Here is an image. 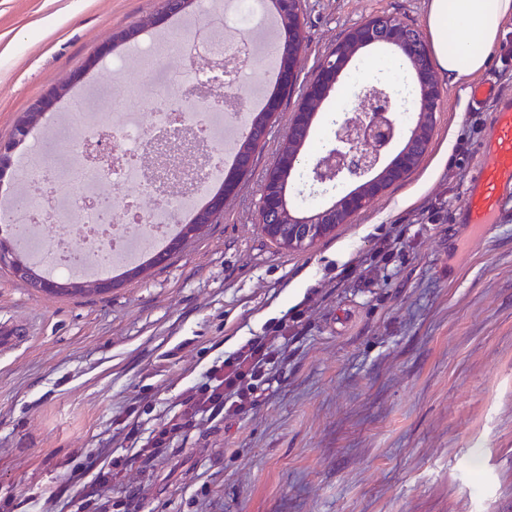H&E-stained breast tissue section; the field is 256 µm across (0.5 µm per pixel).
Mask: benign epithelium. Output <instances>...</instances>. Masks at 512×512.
<instances>
[{
	"instance_id": "obj_1",
	"label": "benign epithelium",
	"mask_w": 512,
	"mask_h": 512,
	"mask_svg": "<svg viewBox=\"0 0 512 512\" xmlns=\"http://www.w3.org/2000/svg\"><path fill=\"white\" fill-rule=\"evenodd\" d=\"M196 0H162V16L186 14L195 10ZM268 10L284 21V35L277 44L278 62L285 63L280 69L283 81L295 78L294 68L286 67L288 55L300 35L302 19L298 11V0H268ZM388 45L404 56L419 77L420 96L415 126L402 150L376 176L374 171L382 153L399 133V126L393 114L390 91L384 86L372 85L360 89L367 101L363 115L351 117L348 114L336 120L333 138L323 150L308 158L300 157V145L310 132L313 115L320 105L335 90L339 74L345 64L362 48L372 45ZM247 59L244 52H233L213 61L212 69L227 71L237 68ZM69 90L63 84L44 97L30 112L20 118L7 141H0V180L11 174L15 167L17 150L25 145L30 129L53 110L57 101ZM442 90L435 78L431 54L419 34L402 20L391 15H379L361 23L349 32L347 40L335 54L326 59L316 79L305 92L306 104L294 112L288 128L286 145L288 160H275L266 177L259 204L260 224L263 232L278 241L283 237V225H288V244L306 248L320 239L324 225L345 224L351 217L364 210L369 202L384 190L388 179L396 180L413 167L414 162L428 150L433 121L439 105ZM85 160L89 167L103 173L112 165V140L108 134H101L87 143ZM305 167L307 178L313 190L328 192L348 178H365L356 189L347 192L330 206L310 215H301L288 201L287 187L292 174L299 167ZM237 180H227L224 187L208 197L205 206L190 220L192 224H213L224 212V199L235 193ZM24 234V228L17 227L15 236L0 241V261L12 264L15 271L29 277L35 274L22 259L14 246ZM39 287L46 291L62 288L108 291L115 286L110 278L91 281L60 282L38 275Z\"/></svg>"
}]
</instances>
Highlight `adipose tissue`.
Listing matches in <instances>:
<instances>
[{"instance_id":"adipose-tissue-1","label":"adipose tissue","mask_w":512,"mask_h":512,"mask_svg":"<svg viewBox=\"0 0 512 512\" xmlns=\"http://www.w3.org/2000/svg\"><path fill=\"white\" fill-rule=\"evenodd\" d=\"M510 17L512 0H428V42L450 83L468 85L485 70Z\"/></svg>"}]
</instances>
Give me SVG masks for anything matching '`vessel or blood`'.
<instances>
[{
	"label": "vessel or blood",
	"mask_w": 512,
	"mask_h": 512,
	"mask_svg": "<svg viewBox=\"0 0 512 512\" xmlns=\"http://www.w3.org/2000/svg\"><path fill=\"white\" fill-rule=\"evenodd\" d=\"M490 146L458 208L459 221L492 224L506 207L503 191L512 187V99L490 116Z\"/></svg>",
	"instance_id": "obj_1"
}]
</instances>
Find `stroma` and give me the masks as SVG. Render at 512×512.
Masks as SVG:
<instances>
[{"mask_svg":"<svg viewBox=\"0 0 512 512\" xmlns=\"http://www.w3.org/2000/svg\"><path fill=\"white\" fill-rule=\"evenodd\" d=\"M162 0H0V141L72 75L70 98L111 77L146 84L193 26L151 27ZM305 85L357 24L388 14L425 28L426 0H301ZM160 34L154 57L131 27ZM392 47L360 49L321 104L310 144L329 141L349 82L392 83ZM442 98L420 164L350 223L303 251L259 224L267 173L297 97L283 100L236 196L200 236L105 294L57 295L0 265V324L26 336L0 353V512H80L79 475L129 460L111 512H512V207L470 230L459 207L487 144L469 96ZM467 153H459L461 141ZM413 194V202L397 201ZM402 234L389 265L378 241ZM302 313L254 407L194 421L156 461L127 439L172 417L240 342Z\"/></svg>","mask_w":512,"mask_h":512,"instance_id":"stroma-1","label":"stroma"}]
</instances>
